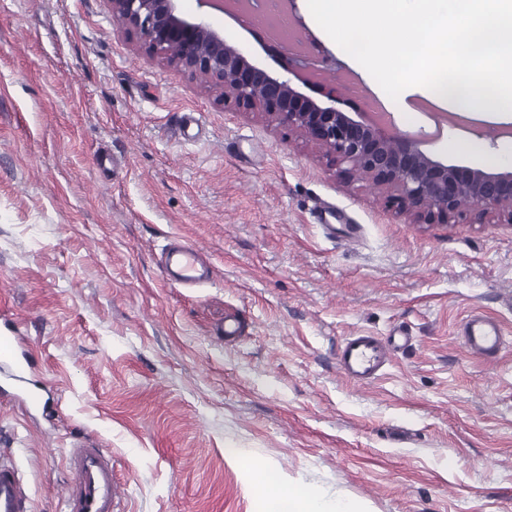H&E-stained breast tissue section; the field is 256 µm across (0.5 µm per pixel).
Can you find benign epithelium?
<instances>
[{
  "label": "benign epithelium",
  "mask_w": 512,
  "mask_h": 512,
  "mask_svg": "<svg viewBox=\"0 0 512 512\" xmlns=\"http://www.w3.org/2000/svg\"><path fill=\"white\" fill-rule=\"evenodd\" d=\"M178 0H107L113 20L147 54L199 82L238 112L258 114L317 147L352 182L375 186L413 224H448L469 210L512 223V170L448 164L421 150L388 122H363L342 111L336 88L314 99L291 80L228 42L220 30L182 13ZM267 55L286 72L296 63L269 42Z\"/></svg>",
  "instance_id": "1"
}]
</instances>
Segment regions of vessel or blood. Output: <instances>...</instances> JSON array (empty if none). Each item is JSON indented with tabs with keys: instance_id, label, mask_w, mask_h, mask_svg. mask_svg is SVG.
Here are the masks:
<instances>
[{
	"instance_id": "vessel-or-blood-1",
	"label": "vessel or blood",
	"mask_w": 512,
	"mask_h": 512,
	"mask_svg": "<svg viewBox=\"0 0 512 512\" xmlns=\"http://www.w3.org/2000/svg\"><path fill=\"white\" fill-rule=\"evenodd\" d=\"M162 273L170 284L183 288L203 286L212 278L198 249L184 242L167 248ZM461 338L467 352L482 360H496L505 348L502 324L478 312L465 319ZM409 340L407 331L401 328L384 339L368 333L347 337L338 351L339 369L350 380L373 381ZM28 366L23 336L12 324L0 325V370L7 373L0 393L11 395L28 410L45 411L47 399L27 377ZM68 468L61 512H120L118 483L109 453L92 444H78L70 451ZM30 508V495L21 472L11 462L0 460V512H30Z\"/></svg>"
}]
</instances>
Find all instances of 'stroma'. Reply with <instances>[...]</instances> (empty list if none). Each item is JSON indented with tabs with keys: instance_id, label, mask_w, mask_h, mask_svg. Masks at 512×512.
<instances>
[{
	"instance_id": "stroma-1",
	"label": "stroma",
	"mask_w": 512,
	"mask_h": 512,
	"mask_svg": "<svg viewBox=\"0 0 512 512\" xmlns=\"http://www.w3.org/2000/svg\"><path fill=\"white\" fill-rule=\"evenodd\" d=\"M178 7L262 56L228 15ZM421 100L413 86L385 105L401 131L436 133L426 153L512 168V139L493 134L505 119L440 130L445 106ZM174 236L210 257L205 287L162 276ZM475 311L512 332V226L410 223L287 128L150 57L106 0H0V318L56 399L48 420L0 400L32 512H60L84 438L111 452L124 512H265L282 484L366 512H512V347L467 354ZM399 327L413 342L381 377L342 375L346 337Z\"/></svg>"
}]
</instances>
